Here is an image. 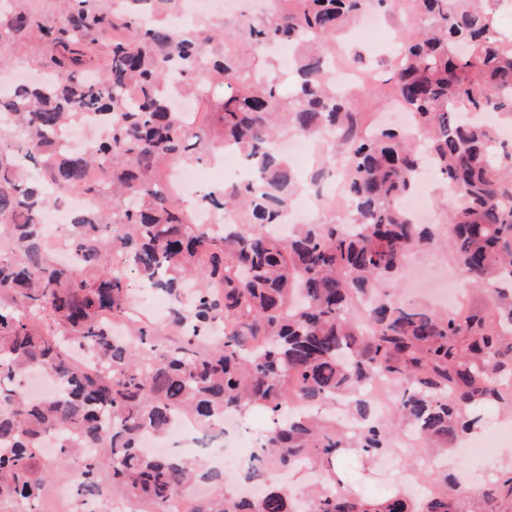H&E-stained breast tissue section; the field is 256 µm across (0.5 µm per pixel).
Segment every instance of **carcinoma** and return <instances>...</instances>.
Masks as SVG:
<instances>
[{"instance_id": "carcinoma-1", "label": "carcinoma", "mask_w": 512, "mask_h": 512, "mask_svg": "<svg viewBox=\"0 0 512 512\" xmlns=\"http://www.w3.org/2000/svg\"><path fill=\"white\" fill-rule=\"evenodd\" d=\"M25 2L0 6V45L18 50L39 34L41 66L55 79L0 97V114L9 115L0 123V503L40 512V448L50 434L59 439L58 476L73 459L82 465L75 512L118 496L165 512L195 479L221 490L241 484L200 462L142 451V434L166 432L179 407L203 423L258 407L270 421L260 462L291 471L303 460L329 472L345 448L371 458L395 451L391 429L364 398L350 406L352 433L318 418L374 377L397 388L402 428L433 454L478 425L465 418L469 408L512 402V148L493 125L455 112L465 104L512 121V50L502 47L512 34L489 3L410 0L419 24L404 32L390 83L425 136L423 155L408 133L362 130L319 52L299 58L289 96L269 77L247 80L266 45L331 46L363 14L393 11L395 0H288L273 19L247 23L245 43L229 54L212 22L167 25L181 0H148V17L137 0H50L64 4L59 22ZM96 43L110 56L99 73ZM174 71L184 94L224 78L212 113L221 132L195 138L212 158L236 150L259 177L204 197L212 211L240 215L219 235L192 223L161 185L166 172L200 160L168 101ZM130 85L140 92L133 108L123 96ZM83 114L104 118L110 135L85 153L58 151L51 134ZM283 127L340 143L353 202L346 219L300 224L286 237L270 232L300 188L275 149ZM426 157L459 197L442 200L441 233L398 206ZM44 180L100 199L95 213L65 227L67 266L44 243ZM442 233L466 280L497 298V318L405 306L376 291L410 250ZM114 250L175 300L191 284L193 304L173 308L164 323H136L132 341L113 335L133 305L127 274L109 263ZM362 296L370 300L364 319L353 307ZM219 321L224 335L213 336ZM30 370L55 377L63 398L30 400L21 384ZM429 483L436 490L426 498L398 490L378 503L320 483L306 500L309 512H452L448 476L434 470ZM189 512H298V498L269 484L258 500L223 492Z\"/></svg>"}]
</instances>
